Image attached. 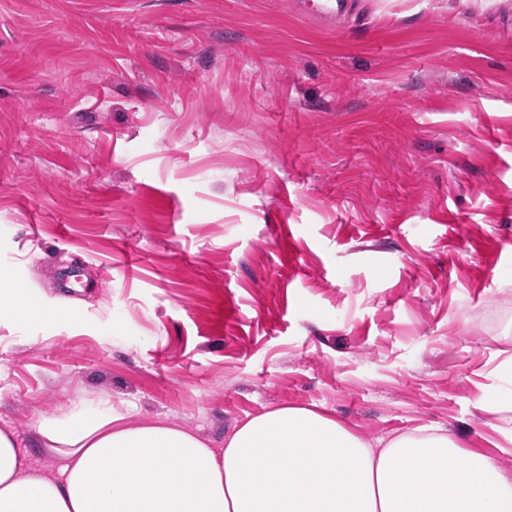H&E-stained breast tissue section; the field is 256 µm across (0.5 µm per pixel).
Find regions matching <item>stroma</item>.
Masks as SVG:
<instances>
[{
  "label": "stroma",
  "mask_w": 512,
  "mask_h": 512,
  "mask_svg": "<svg viewBox=\"0 0 512 512\" xmlns=\"http://www.w3.org/2000/svg\"><path fill=\"white\" fill-rule=\"evenodd\" d=\"M291 226L293 245L282 241ZM512 354V0H0V426H427ZM296 4L302 14L316 17L328 25H333L336 18L346 14L354 6V0L297 1Z\"/></svg>",
  "instance_id": "obj_1"
}]
</instances>
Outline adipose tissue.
<instances>
[{
  "mask_svg": "<svg viewBox=\"0 0 512 512\" xmlns=\"http://www.w3.org/2000/svg\"><path fill=\"white\" fill-rule=\"evenodd\" d=\"M58 474L0 428V512H512V477L440 427L375 448L335 417L280 406L223 447L164 422L124 424L107 398L41 419Z\"/></svg>",
  "mask_w": 512,
  "mask_h": 512,
  "instance_id": "1",
  "label": "adipose tissue"
}]
</instances>
